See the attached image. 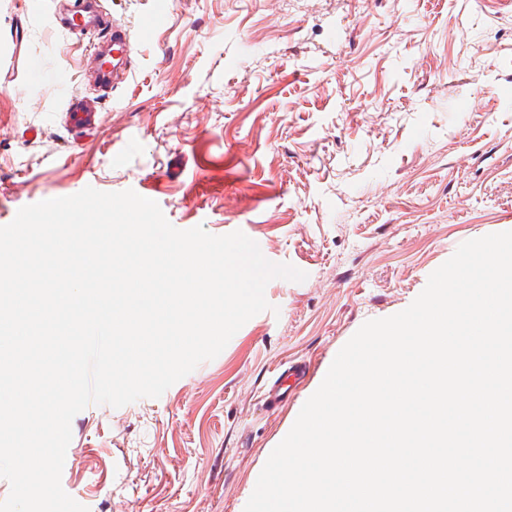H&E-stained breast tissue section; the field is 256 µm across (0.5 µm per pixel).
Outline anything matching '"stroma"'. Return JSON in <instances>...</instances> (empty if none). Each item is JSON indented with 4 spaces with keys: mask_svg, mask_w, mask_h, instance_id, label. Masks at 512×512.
Returning a JSON list of instances; mask_svg holds the SVG:
<instances>
[{
    "mask_svg": "<svg viewBox=\"0 0 512 512\" xmlns=\"http://www.w3.org/2000/svg\"><path fill=\"white\" fill-rule=\"evenodd\" d=\"M80 2L0 0V226L131 189L307 278L271 281L270 310L160 398L79 412L61 485L89 512H244L362 324L512 231V0H99L157 20L114 87L69 25ZM73 97L99 103L93 131L68 127ZM295 363L296 392L264 407Z\"/></svg>",
    "mask_w": 512,
    "mask_h": 512,
    "instance_id": "stroma-1",
    "label": "stroma"
}]
</instances>
